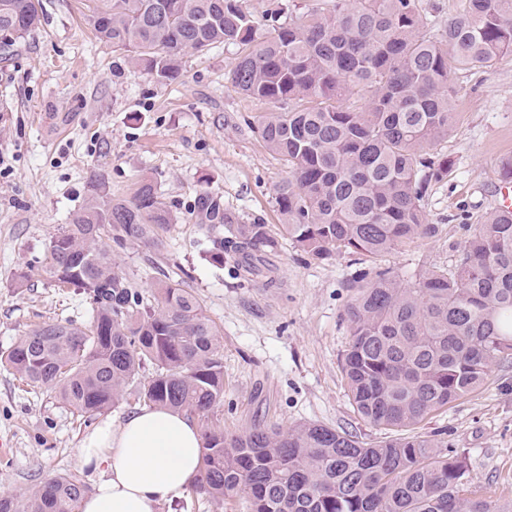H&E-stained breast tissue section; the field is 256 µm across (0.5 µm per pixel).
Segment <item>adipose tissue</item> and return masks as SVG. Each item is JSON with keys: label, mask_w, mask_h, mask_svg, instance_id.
Returning <instances> with one entry per match:
<instances>
[{"label": "adipose tissue", "mask_w": 512, "mask_h": 512, "mask_svg": "<svg viewBox=\"0 0 512 512\" xmlns=\"http://www.w3.org/2000/svg\"><path fill=\"white\" fill-rule=\"evenodd\" d=\"M203 451L196 421L167 408L101 420L77 450L80 468L98 477L80 512H162L198 479Z\"/></svg>", "instance_id": "ef3b65f1"}]
</instances>
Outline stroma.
Here are the masks:
<instances>
[{
	"mask_svg": "<svg viewBox=\"0 0 512 512\" xmlns=\"http://www.w3.org/2000/svg\"><path fill=\"white\" fill-rule=\"evenodd\" d=\"M41 5L42 26L0 51V353L42 323L80 327L89 320L80 290L20 275L43 263L50 236L82 206L93 173H104L113 194L124 197L148 174L179 221L160 252L134 247L113 258L144 292L163 271L185 281L223 329L225 431L316 422L367 443L387 437L355 411L341 369L349 343L346 283L369 261L344 251L314 260L280 234L275 190L288 165L248 126L270 106L234 87L235 49L188 54L181 77L162 85L95 40L87 0ZM456 86L458 117L436 146L454 168L424 198L437 232L377 259L409 276L454 265L476 225L495 211L499 163L512 158V55L460 72ZM203 186L222 194L245 223L278 235L274 284L237 278L232 258L211 260L191 214ZM94 424L0 367V443L10 450L0 458V496L75 471L93 486L76 450ZM415 432L464 452L480 492L511 503L512 360Z\"/></svg>",
	"mask_w": 512,
	"mask_h": 512,
	"instance_id": "35a3bbf8",
	"label": "stroma"
}]
</instances>
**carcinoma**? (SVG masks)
I'll use <instances>...</instances> for the list:
<instances>
[{"instance_id":"cac0c4a2","label":"carcinoma","mask_w":512,"mask_h":512,"mask_svg":"<svg viewBox=\"0 0 512 512\" xmlns=\"http://www.w3.org/2000/svg\"><path fill=\"white\" fill-rule=\"evenodd\" d=\"M89 2L97 38L159 83L175 82L189 53L238 49L234 85L274 107L251 128L288 163L275 196L282 230L320 261L340 250L376 258L436 234L423 200L453 167L432 149L457 119L455 76L512 54V0H461L443 26L420 0H315L291 22L281 9L257 19L242 0ZM40 23V0H0V49ZM192 215L213 261L232 253L245 275H261L278 249L267 225L241 223L207 187ZM177 220L152 178L120 197L92 175L36 272L81 290L90 321L46 323L5 363L81 417L133 387L144 403L197 420L204 455L192 492L208 501L243 495L250 512H505L471 491L463 455L407 430L512 359V215L485 217L450 269L407 279L375 266L347 282L342 370L352 404L373 426L406 431L378 444L314 422L243 435L214 423L223 330L183 282L160 280L147 298L112 259L116 249L160 248ZM86 491L79 475H59L0 497V512H79Z\"/></svg>"}]
</instances>
